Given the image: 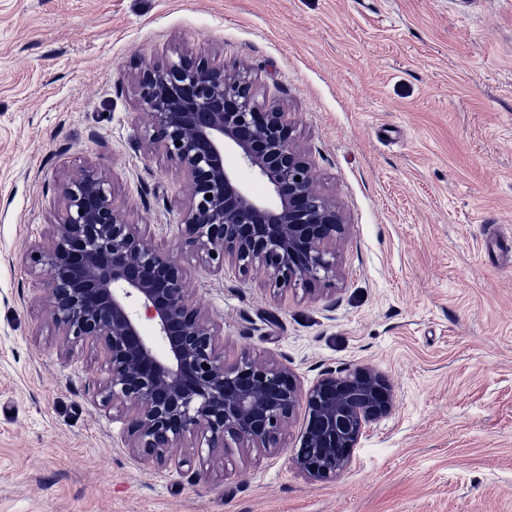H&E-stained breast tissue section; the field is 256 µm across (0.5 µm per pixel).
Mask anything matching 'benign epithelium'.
<instances>
[{
    "label": "benign epithelium",
    "instance_id": "7a95c632",
    "mask_svg": "<svg viewBox=\"0 0 512 512\" xmlns=\"http://www.w3.org/2000/svg\"><path fill=\"white\" fill-rule=\"evenodd\" d=\"M132 89L148 146L163 149L186 177L179 229L201 262L218 271L229 263L246 280L259 275L277 295L298 285L319 292L336 276V243L348 227L317 189L287 113L256 101L248 70L184 49L141 66ZM228 151L266 181L267 198L224 166ZM57 191L61 211L31 251V269L45 278L62 344L103 348V402L129 415L136 457L164 465L190 446L222 454L230 440L275 450L302 410L294 466L316 482L345 472L366 427L392 409L381 373L331 371L304 391L274 359L226 362L220 326L193 301L183 268L129 221L107 176L88 163Z\"/></svg>",
    "mask_w": 512,
    "mask_h": 512
}]
</instances>
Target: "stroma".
I'll return each mask as SVG.
<instances>
[{
  "mask_svg": "<svg viewBox=\"0 0 512 512\" xmlns=\"http://www.w3.org/2000/svg\"><path fill=\"white\" fill-rule=\"evenodd\" d=\"M190 49L248 68L295 126L348 226L328 290L276 296L200 263L185 176L148 147L137 64ZM91 163L179 262L226 362L275 359L302 388L390 382L346 472L282 449L130 451L98 344L64 347L27 255ZM512 0H0V512H512Z\"/></svg>",
  "mask_w": 512,
  "mask_h": 512,
  "instance_id": "obj_1",
  "label": "stroma"
}]
</instances>
